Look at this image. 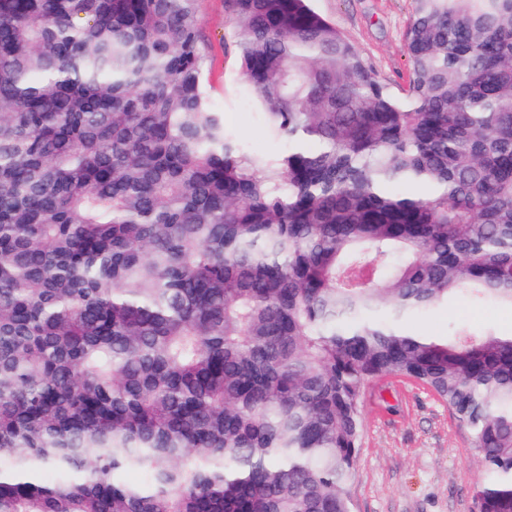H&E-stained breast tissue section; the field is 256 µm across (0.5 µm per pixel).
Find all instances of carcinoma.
I'll return each instance as SVG.
<instances>
[{"instance_id":"cac0c4a2","label":"carcinoma","mask_w":512,"mask_h":512,"mask_svg":"<svg viewBox=\"0 0 512 512\" xmlns=\"http://www.w3.org/2000/svg\"><path fill=\"white\" fill-rule=\"evenodd\" d=\"M399 99L309 0H0V512H350L367 385L448 405L512 512V0H413ZM143 473L132 483L125 475ZM198 16L208 56L205 77L212 106L224 112L228 130L247 149H284L286 142L268 135L263 117L248 93L240 68L234 24L225 12L224 0H200ZM469 323L475 328L492 325L497 332L512 333V309L508 307H477L466 298L459 297L448 305L432 312L418 315L410 323L411 328H425L438 335L448 334V325Z\"/></svg>"}]
</instances>
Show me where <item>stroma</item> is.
I'll list each match as a JSON object with an SVG mask.
<instances>
[{
  "mask_svg": "<svg viewBox=\"0 0 512 512\" xmlns=\"http://www.w3.org/2000/svg\"><path fill=\"white\" fill-rule=\"evenodd\" d=\"M313 6L351 41L379 80L404 96V32L412 0H313ZM198 16L213 107L247 149H284V141L268 135L248 93L224 0H199ZM458 323L510 334L512 309L478 307L460 297L418 315L411 325L444 335ZM362 412L357 463L346 484L352 512H475L484 468L469 430L448 405L426 388L392 376L367 386Z\"/></svg>",
  "mask_w": 512,
  "mask_h": 512,
  "instance_id": "35a3bbf8",
  "label": "stroma"
}]
</instances>
